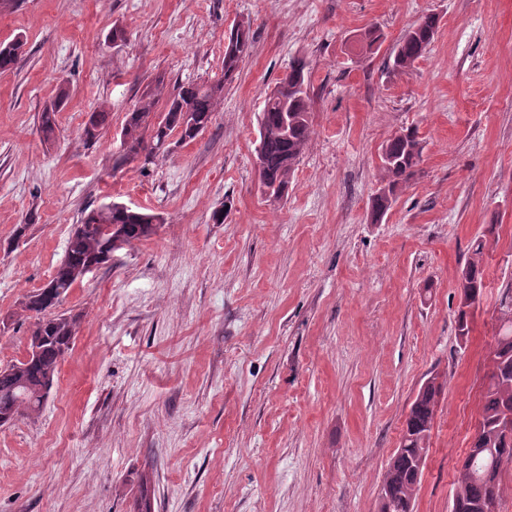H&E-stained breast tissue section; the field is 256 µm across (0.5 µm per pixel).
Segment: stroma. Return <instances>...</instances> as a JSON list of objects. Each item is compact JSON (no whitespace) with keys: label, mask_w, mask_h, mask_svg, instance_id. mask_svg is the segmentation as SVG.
<instances>
[{"label":"stroma","mask_w":512,"mask_h":512,"mask_svg":"<svg viewBox=\"0 0 512 512\" xmlns=\"http://www.w3.org/2000/svg\"><path fill=\"white\" fill-rule=\"evenodd\" d=\"M431 13L423 57L392 71L404 31ZM241 21L250 54L208 128L151 162L124 159L126 115L155 78L168 97L220 79ZM371 27L375 51L360 39ZM18 38L0 71V367L23 357L21 303L84 213L114 201L162 222L61 304L80 317L75 345L42 411L0 427V512H137L144 486L152 512H377L436 372L414 512H449L512 290V0H0V44ZM297 58L313 135L273 203L257 118ZM63 86L47 142L39 117ZM407 129L418 172L373 220L381 147ZM490 224L499 240L463 343L459 277Z\"/></svg>","instance_id":"35a3bbf8"}]
</instances>
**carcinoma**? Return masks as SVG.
Segmentation results:
<instances>
[{
  "instance_id": "cac0c4a2",
  "label": "carcinoma",
  "mask_w": 512,
  "mask_h": 512,
  "mask_svg": "<svg viewBox=\"0 0 512 512\" xmlns=\"http://www.w3.org/2000/svg\"><path fill=\"white\" fill-rule=\"evenodd\" d=\"M439 17L428 14L409 28L401 37L388 59L395 70L406 71L414 67L434 39ZM21 41L0 46V70L13 68L17 62ZM249 25L242 24L231 30L224 45V78L210 84L188 83L179 87L176 95L166 104L162 119L149 126L164 80L156 79L154 91L146 94L126 116L122 129L126 144L124 158L144 156V161L168 151V140L175 132L182 140H193L200 130L211 123L215 106L224 94V84L238 72L240 64L249 55ZM61 88L58 100L44 109L40 117V132L44 139H51L57 128V113L66 97ZM312 107L311 81L307 64L297 59L288 73L265 95L259 114L260 156L262 171L259 178L272 188L277 198L288 193L301 157L312 135L310 112ZM193 114L197 126L184 121V113ZM422 154L421 142L416 132L410 130L390 138L382 147L381 181L386 194H376L372 199L373 215L386 213L395 202L398 191L411 180ZM162 217L117 205L101 206L83 217L72 234L64 259L55 268L47 287L27 295L23 310L35 314L29 346L38 351L25 360H18L0 368V421L11 423L21 416L37 414L53 387L58 367L71 349L78 326V316L53 312V298L66 295L72 286L83 279L90 265L98 267L108 263L109 249L105 226H112V235H120L126 244L147 239L156 232ZM495 235V225H489L485 234L472 245V251L460 276V300L456 317L457 336H469L470 311L483 295L485 288L484 256L488 238ZM495 363L487 365L486 389L482 399L479 429L480 443L493 438L504 409L512 408V328L495 339ZM444 384L424 392H417L410 405L405 425L396 449L388 462L381 498L391 505V512H414L416 492L428 459L429 438L436 408ZM479 453L474 463L457 470L453 496L478 512L477 506L489 496L500 497L501 484L489 486L484 477V467L491 465L494 478H499L503 468L512 464V450L496 452L491 462Z\"/></svg>"
}]
</instances>
